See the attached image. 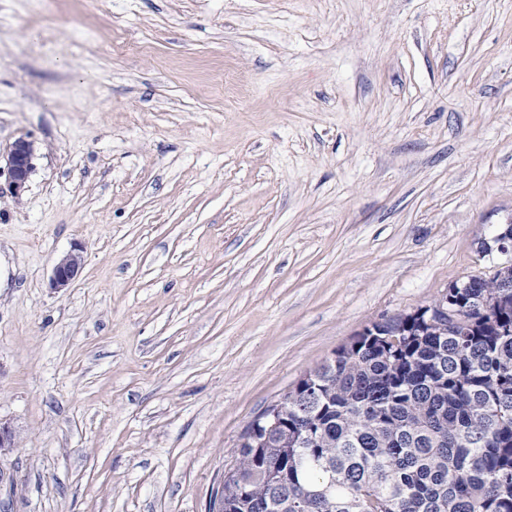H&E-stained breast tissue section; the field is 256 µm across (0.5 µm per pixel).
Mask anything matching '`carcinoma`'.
I'll return each instance as SVG.
<instances>
[{"instance_id":"1","label":"carcinoma","mask_w":512,"mask_h":512,"mask_svg":"<svg viewBox=\"0 0 512 512\" xmlns=\"http://www.w3.org/2000/svg\"><path fill=\"white\" fill-rule=\"evenodd\" d=\"M512 269L400 315L282 397L288 425L238 445L224 512H512ZM413 324H408V320Z\"/></svg>"}]
</instances>
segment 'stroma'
<instances>
[{
	"mask_svg": "<svg viewBox=\"0 0 512 512\" xmlns=\"http://www.w3.org/2000/svg\"><path fill=\"white\" fill-rule=\"evenodd\" d=\"M21 137L0 506L208 512L258 413L504 262L512 0H0L1 183ZM34 142L26 138H19L8 148V182L6 186L0 184V200L5 196L18 199L27 188V184L35 171ZM85 259L81 249H73L65 254L55 265L49 286L59 293L65 291L78 277L84 267Z\"/></svg>",
	"mask_w": 512,
	"mask_h": 512,
	"instance_id": "35a3bbf8",
	"label": "stroma"
}]
</instances>
